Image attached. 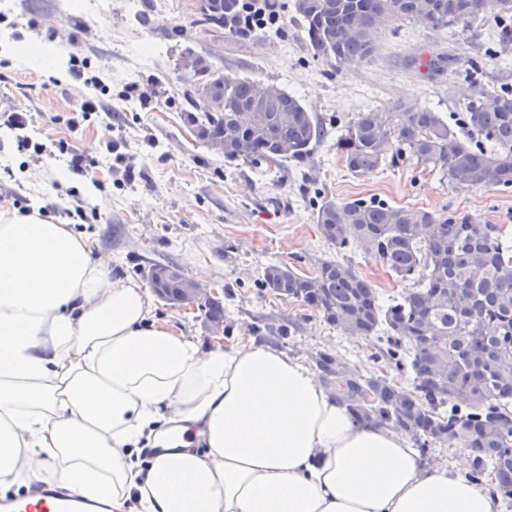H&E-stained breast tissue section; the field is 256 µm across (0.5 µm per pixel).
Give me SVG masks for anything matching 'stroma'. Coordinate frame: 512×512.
Masks as SVG:
<instances>
[{"instance_id":"1","label":"stroma","mask_w":512,"mask_h":512,"mask_svg":"<svg viewBox=\"0 0 512 512\" xmlns=\"http://www.w3.org/2000/svg\"><path fill=\"white\" fill-rule=\"evenodd\" d=\"M278 2L279 26L241 46L225 41L214 63L283 88L331 130L366 107L398 102L431 105L455 125L482 90L512 88V45L497 44L495 19L438 29L392 21L380 29L370 59L337 70L308 51L292 0ZM186 4L140 0L130 13L124 0H93L86 11L74 0H0V210L36 206L52 223L92 232L96 257L140 284L152 263L177 261L222 291L225 344L251 337L310 363L325 352L359 375L392 376L376 357V338L347 335L301 301L265 291V267L309 275L337 260L387 303L405 281L361 251L326 243L315 221L322 198L466 216L501 225L512 238V188L457 189L410 162L354 176L327 142L301 163L225 161L184 120L186 84L177 65L186 50L203 47ZM32 41L61 50V73L16 55L17 44ZM437 52L452 62L432 75L424 63ZM86 101L92 110H82ZM14 112L27 121L28 149H18L5 125ZM64 170L70 180H61ZM152 306L156 318L211 345L200 311L157 298ZM280 327L286 337L277 336Z\"/></svg>"}]
</instances>
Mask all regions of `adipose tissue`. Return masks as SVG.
I'll list each match as a JSON object with an SVG mask.
<instances>
[{
	"instance_id": "1",
	"label": "adipose tissue",
	"mask_w": 512,
	"mask_h": 512,
	"mask_svg": "<svg viewBox=\"0 0 512 512\" xmlns=\"http://www.w3.org/2000/svg\"><path fill=\"white\" fill-rule=\"evenodd\" d=\"M94 247L0 211V486L47 473L109 512H497L469 449L424 465L304 359L203 347Z\"/></svg>"
}]
</instances>
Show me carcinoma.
<instances>
[{
	"mask_svg": "<svg viewBox=\"0 0 512 512\" xmlns=\"http://www.w3.org/2000/svg\"><path fill=\"white\" fill-rule=\"evenodd\" d=\"M308 50L336 69L369 59L378 28L394 20L433 27L469 24L493 15L504 21L497 41L512 42V0H294ZM243 0H197L195 23L212 33L208 55H221L224 35L240 41ZM188 81L224 93V111L200 112L193 100L186 119L207 146L224 143V160L248 163L305 160L331 131L299 98L279 88L257 102L258 82L215 68ZM358 113L333 142L353 175L386 164L413 161L437 171L462 189L512 187V91L491 90L466 104L464 124L476 143L461 139L429 107L396 104ZM288 144V151L282 144ZM316 224L338 250L357 249L416 286L388 305L352 267L326 260L314 276L271 264L262 287L295 298L350 336L386 332L378 357L401 374L407 389L384 376L367 379L317 353L316 363L336 376V391L359 421H377L410 436L415 444H460L471 450L468 479L488 476L492 494L512 502V240L497 224H471L461 216L383 202L325 199ZM167 274L151 281L167 304L182 305V267L155 262ZM212 319L224 318V301L214 295L200 305Z\"/></svg>",
	"mask_w": 512,
	"mask_h": 512,
	"instance_id": "cac0c4a2",
	"label": "carcinoma"
}]
</instances>
